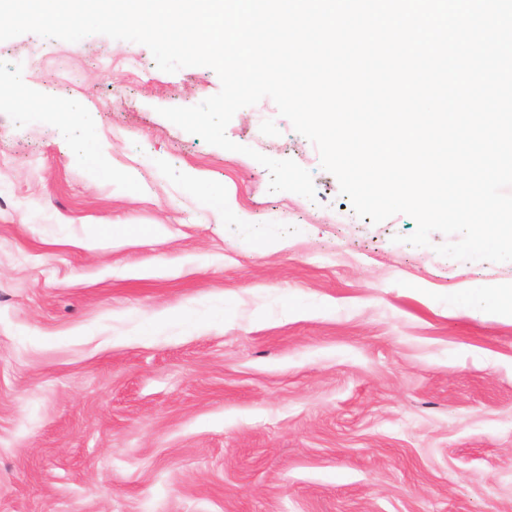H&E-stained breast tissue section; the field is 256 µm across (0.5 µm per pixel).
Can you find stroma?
Returning a JSON list of instances; mask_svg holds the SVG:
<instances>
[{"mask_svg":"<svg viewBox=\"0 0 512 512\" xmlns=\"http://www.w3.org/2000/svg\"><path fill=\"white\" fill-rule=\"evenodd\" d=\"M1 75L0 512H512V319L457 294L512 262L357 216L266 97L227 137L317 198L269 192L161 114L211 68L26 33Z\"/></svg>","mask_w":512,"mask_h":512,"instance_id":"obj_1","label":"stroma"}]
</instances>
